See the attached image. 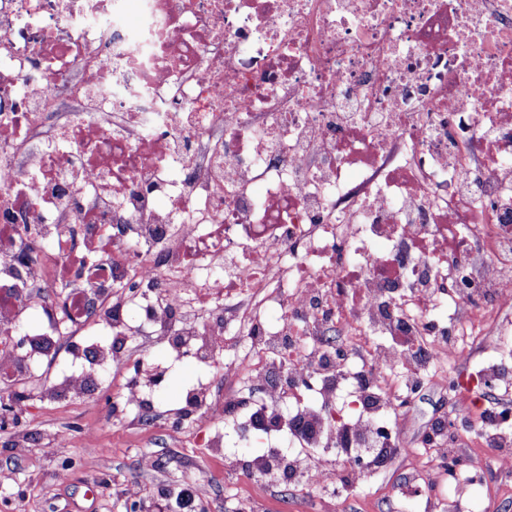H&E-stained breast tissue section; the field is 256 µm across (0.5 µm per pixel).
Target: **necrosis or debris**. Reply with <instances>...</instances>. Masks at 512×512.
Returning a JSON list of instances; mask_svg holds the SVG:
<instances>
[{"mask_svg":"<svg viewBox=\"0 0 512 512\" xmlns=\"http://www.w3.org/2000/svg\"><path fill=\"white\" fill-rule=\"evenodd\" d=\"M505 257L512 0H0V371L62 342L47 390L79 394L94 329L208 364L233 320L214 298H260L280 321L247 317L229 370L263 447L278 388L317 391L303 480L416 387L376 373L407 359L376 337L455 353L417 299L498 335Z\"/></svg>","mask_w":512,"mask_h":512,"instance_id":"necrosis-or-debris-1","label":"necrosis or debris"}]
</instances>
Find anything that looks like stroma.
I'll list each match as a JSON object with an SVG mask.
<instances>
[{
  "mask_svg": "<svg viewBox=\"0 0 512 512\" xmlns=\"http://www.w3.org/2000/svg\"><path fill=\"white\" fill-rule=\"evenodd\" d=\"M459 345L464 354L448 363V378L475 377L489 361L512 371V335L496 337L490 345L469 331L460 337ZM249 348L248 336L236 322L231 325L222 358L211 368L174 359L157 339L134 337L125 346L130 366L105 376L109 393L105 404L89 398L67 403L41 399L37 378L0 388V398L23 394L24 411L14 433L26 435L28 442L27 447H14L13 434L0 432V473L10 477L9 482H0V512H126L132 499L125 489L132 485L141 489L135 500L144 512H183L177 495L186 487L193 491L194 505L205 506L207 512H425L433 502L447 499L448 487L432 484L405 502L392 498L394 488L420 477L435 460V452L424 438L436 423L447 420L458 403L456 393L448 392L436 380L425 382L401 411V452L365 473L358 485L340 488L334 495L281 478L254 476L251 462L262 450L241 447L236 417L227 420L224 451L219 456L196 445L204 424L187 420L180 429H171L184 390L203 382L216 392L247 391L245 378L233 376L217 382L213 375L223 372L224 362L242 357ZM136 363L167 368L163 389L154 398V419L147 425L140 424L137 413H112ZM88 427L95 429L96 441L83 438L81 431ZM60 433L71 436L73 463L68 468L44 452L48 440ZM483 438L482 428L475 426L450 441L457 457H474L484 464L482 480L470 490L469 510L512 512V471L497 467L496 451L483 446ZM103 445L109 447V455L100 454ZM145 455L153 457V469L141 467Z\"/></svg>",
  "mask_w": 512,
  "mask_h": 512,
  "instance_id": "35a3bbf8",
  "label": "stroma"
}]
</instances>
